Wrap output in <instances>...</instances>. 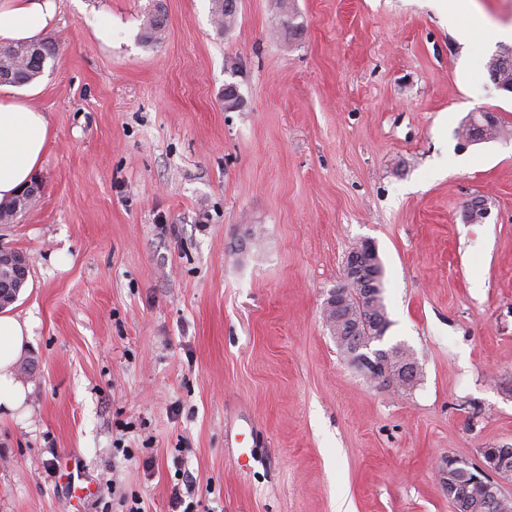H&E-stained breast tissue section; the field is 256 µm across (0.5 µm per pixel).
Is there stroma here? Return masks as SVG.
<instances>
[{"instance_id": "stroma-1", "label": "stroma", "mask_w": 512, "mask_h": 512, "mask_svg": "<svg viewBox=\"0 0 512 512\" xmlns=\"http://www.w3.org/2000/svg\"><path fill=\"white\" fill-rule=\"evenodd\" d=\"M168 27L142 39L155 4ZM61 0L34 105L42 191L0 245L28 415L0 413V512H454L448 457L512 448V0ZM112 20V47L90 35ZM237 105L227 108L224 89ZM498 118L493 140L461 135ZM488 214L468 221L471 201ZM377 248L412 390L346 360L322 307ZM81 459L72 481L63 461ZM3 266L11 270L12 277H0V300L2 296L12 293L19 282L27 280L29 270L28 259L23 253L5 250L4 247L0 248V268Z\"/></svg>"}]
</instances>
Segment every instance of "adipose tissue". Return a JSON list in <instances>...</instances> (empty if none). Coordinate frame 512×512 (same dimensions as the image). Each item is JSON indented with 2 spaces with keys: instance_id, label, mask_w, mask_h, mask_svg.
<instances>
[{
  "instance_id": "1",
  "label": "adipose tissue",
  "mask_w": 512,
  "mask_h": 512,
  "mask_svg": "<svg viewBox=\"0 0 512 512\" xmlns=\"http://www.w3.org/2000/svg\"><path fill=\"white\" fill-rule=\"evenodd\" d=\"M59 0H0V45L38 42L59 19ZM38 83L21 89L0 85V202L19 195L34 179L51 133L44 112L31 104ZM30 319L0 312V410L24 408L31 391L16 366L32 340Z\"/></svg>"
}]
</instances>
